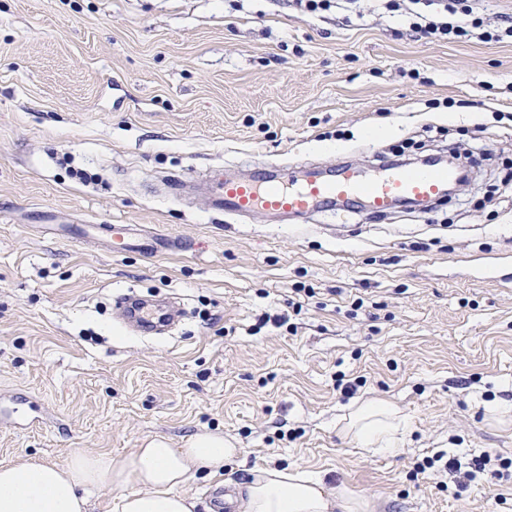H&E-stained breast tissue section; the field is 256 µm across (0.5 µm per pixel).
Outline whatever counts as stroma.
<instances>
[{
  "instance_id": "stroma-1",
  "label": "stroma",
  "mask_w": 512,
  "mask_h": 512,
  "mask_svg": "<svg viewBox=\"0 0 512 512\" xmlns=\"http://www.w3.org/2000/svg\"><path fill=\"white\" fill-rule=\"evenodd\" d=\"M447 153L472 158L466 182L387 215H218L164 184ZM50 224L184 247L113 254ZM127 294L185 315L133 335ZM366 401L399 410L396 450L337 425ZM497 403L512 405L511 39L437 40L381 0H0V464L219 432L238 453L185 485L196 512L270 467L368 512H512ZM485 452L460 491L442 464L415 471ZM82 234H91L99 240H106L109 237L117 235L122 240L123 251L138 252L145 255L156 256L162 249L166 248L170 241L162 236H145L135 225H109L92 224L85 226ZM80 231H74L70 237L71 240H78Z\"/></svg>"
}]
</instances>
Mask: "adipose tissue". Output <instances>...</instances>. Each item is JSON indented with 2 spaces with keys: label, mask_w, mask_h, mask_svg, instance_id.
Masks as SVG:
<instances>
[{
  "label": "adipose tissue",
  "mask_w": 512,
  "mask_h": 512,
  "mask_svg": "<svg viewBox=\"0 0 512 512\" xmlns=\"http://www.w3.org/2000/svg\"><path fill=\"white\" fill-rule=\"evenodd\" d=\"M400 421L388 405L355 409L347 428L368 451L391 450ZM237 453L219 434L189 437L179 448L149 439L122 462L73 454L63 465L31 461L0 465V512H89V492L120 493V512H194L182 486L202 470L219 471ZM243 512H364L366 503L337 489L328 494L319 477L284 468L257 471L245 486Z\"/></svg>",
  "instance_id": "1"
}]
</instances>
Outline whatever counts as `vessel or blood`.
<instances>
[{
    "instance_id": "b4317fda",
    "label": "vessel or blood",
    "mask_w": 512,
    "mask_h": 512,
    "mask_svg": "<svg viewBox=\"0 0 512 512\" xmlns=\"http://www.w3.org/2000/svg\"><path fill=\"white\" fill-rule=\"evenodd\" d=\"M457 175V170L448 167L413 169L383 159L368 172L342 162L330 174L311 172L300 180L288 166L266 162L251 174L211 181L208 188L213 209L240 217L261 213L303 219L328 210L357 209L384 215L404 202L447 197L448 184ZM85 231L101 240L118 237L123 250L145 255H157L169 244L167 238L144 235L132 224H92ZM120 306L133 327L149 333L175 319L173 313L130 295Z\"/></svg>"
}]
</instances>
